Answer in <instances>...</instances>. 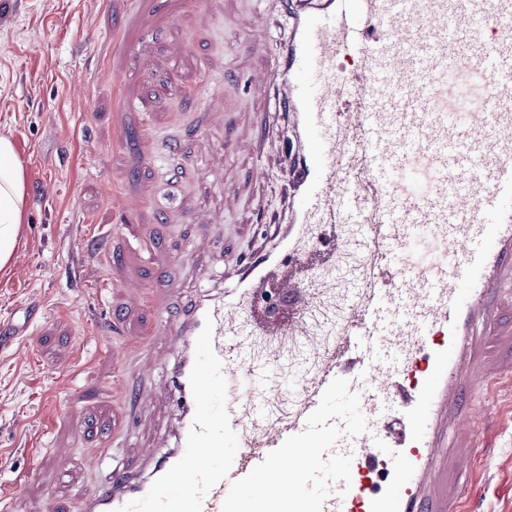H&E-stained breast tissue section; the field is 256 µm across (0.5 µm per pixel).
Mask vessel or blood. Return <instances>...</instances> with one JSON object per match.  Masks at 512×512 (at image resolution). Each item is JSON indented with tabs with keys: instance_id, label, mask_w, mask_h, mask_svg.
<instances>
[{
	"instance_id": "obj_1",
	"label": "vessel or blood",
	"mask_w": 512,
	"mask_h": 512,
	"mask_svg": "<svg viewBox=\"0 0 512 512\" xmlns=\"http://www.w3.org/2000/svg\"><path fill=\"white\" fill-rule=\"evenodd\" d=\"M272 59L303 146L293 221L178 311L139 287L172 444L79 492L83 512H448L444 462L491 409L476 357L512 288V0H315ZM469 66L485 91L449 108ZM243 335L271 362L308 338L315 369L256 384Z\"/></svg>"
}]
</instances>
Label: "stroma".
Returning a JSON list of instances; mask_svg holds the SVG:
<instances>
[{
    "label": "stroma",
    "mask_w": 512,
    "mask_h": 512,
    "mask_svg": "<svg viewBox=\"0 0 512 512\" xmlns=\"http://www.w3.org/2000/svg\"><path fill=\"white\" fill-rule=\"evenodd\" d=\"M0 0V134L23 163L26 224L9 273L0 275V325L35 306L30 349L0 334V493L7 512H36L44 489L31 449L81 488L136 464L165 438L172 409L146 396L143 372L162 344L126 349L153 326L127 284L152 285L180 260L167 286L171 308L199 289L197 263L224 279V260L272 246L288 223L293 124L272 81L256 83L270 50L288 36L285 0ZM263 12L259 31L247 26ZM115 72L105 81L103 71ZM162 148L140 153L144 134ZM265 178H257V170ZM138 200L128 212L124 201ZM220 220V244L196 256L195 226ZM479 368L498 382L478 438L455 453L477 459L470 475L448 471L450 512H512V291ZM120 357L136 400L121 427L120 403L100 383Z\"/></svg>",
    "instance_id": "1"
}]
</instances>
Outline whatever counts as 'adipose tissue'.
Wrapping results in <instances>:
<instances>
[{"label": "adipose tissue", "mask_w": 512, "mask_h": 512, "mask_svg": "<svg viewBox=\"0 0 512 512\" xmlns=\"http://www.w3.org/2000/svg\"><path fill=\"white\" fill-rule=\"evenodd\" d=\"M26 219V180L13 139L0 134V272L9 269Z\"/></svg>", "instance_id": "obj_1"}]
</instances>
